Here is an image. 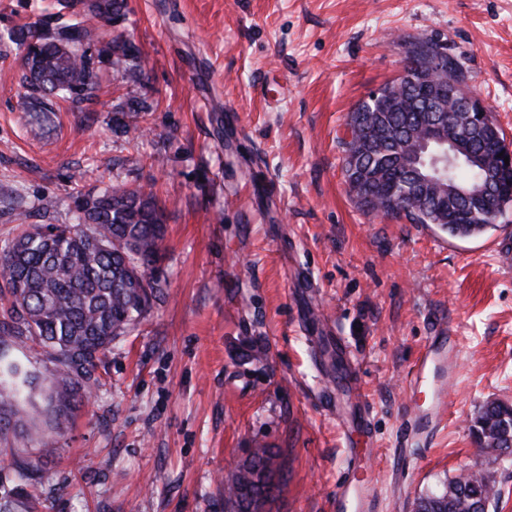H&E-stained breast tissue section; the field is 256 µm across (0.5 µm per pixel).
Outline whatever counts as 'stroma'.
<instances>
[{
  "instance_id": "obj_1",
  "label": "stroma",
  "mask_w": 512,
  "mask_h": 512,
  "mask_svg": "<svg viewBox=\"0 0 512 512\" xmlns=\"http://www.w3.org/2000/svg\"><path fill=\"white\" fill-rule=\"evenodd\" d=\"M52 0H0V245L20 219L72 221L69 175L87 187L154 182L166 208L165 299L98 362L89 399L59 411L55 361L31 340L0 358L30 374L28 425L0 415V512L20 493L40 512H226L224 482L257 446L287 476L272 512H330L347 473L378 512L479 464L512 512V457L472 429L490 400L512 404V204L454 238L368 213L344 177L343 129L403 69L408 44L438 40L512 146V0H129L154 135L112 130V72L89 111L57 113L33 137L6 39ZM45 194L48 216L30 206ZM456 330L457 376L438 430L403 444L408 372L438 324ZM355 369L337 376L336 361ZM370 406V432L358 424ZM367 447L357 469L351 448ZM33 465L31 478L16 466Z\"/></svg>"
}]
</instances>
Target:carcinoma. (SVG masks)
<instances>
[{
	"label": "carcinoma",
	"instance_id": "carcinoma-1",
	"mask_svg": "<svg viewBox=\"0 0 512 512\" xmlns=\"http://www.w3.org/2000/svg\"><path fill=\"white\" fill-rule=\"evenodd\" d=\"M61 9L7 31V39L24 49L26 73L21 87L35 112H59L62 105L84 110L97 99L100 72L112 70L125 93L117 97L116 128L150 134L147 116L152 106L137 95L148 76L140 64L141 51L119 28L128 0H60ZM381 124L395 138L406 124L427 121L424 112L404 114L380 100ZM362 165L369 173L367 194L371 211L388 194L390 184H403L408 171L392 158V144L379 131L363 133ZM86 173L70 176L72 224H28L0 249V343L29 336L49 349L57 364L54 393L57 406L66 408L89 389L96 362L112 343L133 329L153 303L164 297L158 274L165 234V212L151 183L129 186L116 182L103 189H84ZM457 209L450 201L429 198L403 200L385 210L386 216L405 217L415 224H435L451 237L466 238L489 226L487 213L474 208L468 219L441 214ZM16 386L29 384L20 365L0 369ZM512 426L508 408L498 401L483 406L474 429L477 442L490 452L510 450L497 440L502 424ZM488 484L459 476L441 493L420 498L421 512H485L482 503L498 500Z\"/></svg>",
	"mask_w": 512,
	"mask_h": 512
}]
</instances>
